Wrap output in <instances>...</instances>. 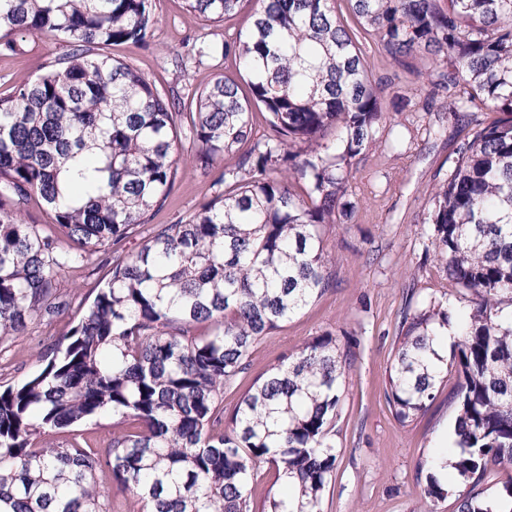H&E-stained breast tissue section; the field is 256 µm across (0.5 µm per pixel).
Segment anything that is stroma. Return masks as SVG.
I'll use <instances>...</instances> for the list:
<instances>
[{"label":"stroma","instance_id":"stroma-1","mask_svg":"<svg viewBox=\"0 0 512 512\" xmlns=\"http://www.w3.org/2000/svg\"><path fill=\"white\" fill-rule=\"evenodd\" d=\"M254 6V0H243L233 18L211 24L187 11L184 0H153L157 23L147 43L113 46L109 52L185 112L215 73L234 71L233 57L224 56L221 46L250 25ZM203 45L213 46V53L199 55ZM63 51L61 42L37 37L26 42L23 53L0 55V94L33 80ZM362 51L384 118L354 160L346 186V197L355 205L352 214L325 229V247L336 261V287L255 348L248 372L225 394L224 404L234 405L257 378L305 342L333 333L353 350L355 364L343 386L336 474L324 512H421L425 478L419 464L433 449L451 446L455 412L442 392L418 420L400 423L388 403V372L404 310L431 300L456 309L465 305L463 290L449 281L436 258L424 218L436 187L454 166L457 144L471 137L476 123L492 122L497 115L449 118L448 93L439 86L444 67L430 53L401 64L370 39ZM214 179V173L193 163L182 164L151 224H175L197 212L218 194ZM144 236V230H136L117 251L64 268L58 281L72 299L70 309L33 322L24 335L0 347V379L17 381L34 372L40 355L78 315L80 301L108 275L116 255L137 251Z\"/></svg>","mask_w":512,"mask_h":512}]
</instances>
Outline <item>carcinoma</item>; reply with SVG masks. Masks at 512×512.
I'll list each match as a JSON object with an SVG mask.
<instances>
[{"label":"carcinoma","instance_id":"1","mask_svg":"<svg viewBox=\"0 0 512 512\" xmlns=\"http://www.w3.org/2000/svg\"><path fill=\"white\" fill-rule=\"evenodd\" d=\"M241 2L185 6L215 23ZM348 2L344 19L336 0H257L248 31L224 43L236 73L215 74L194 97L186 154L182 113L106 52L146 41L152 0H0V55L34 35L69 47L0 96V345L67 307L61 269L121 244L163 208L182 162L224 163V192L112 262L44 365L0 385V512H114L118 497L128 512H323L350 348L327 332L230 411L224 394L256 345L336 288L324 227L353 208L352 159L383 119L362 35L397 62L440 58L455 119L503 114L458 144L425 218L469 309L458 317L431 300L405 313L387 396L411 422L456 378L446 466L457 487L427 460L423 512L450 498L453 512H512V476L474 491L492 467L512 468V0ZM257 109L269 129L260 138ZM33 199L69 249L26 219ZM450 328L444 356L436 345ZM261 464L278 488L257 502Z\"/></svg>","mask_w":512,"mask_h":512}]
</instances>
